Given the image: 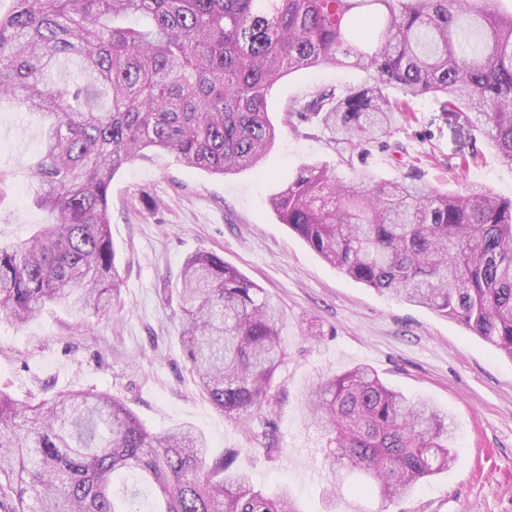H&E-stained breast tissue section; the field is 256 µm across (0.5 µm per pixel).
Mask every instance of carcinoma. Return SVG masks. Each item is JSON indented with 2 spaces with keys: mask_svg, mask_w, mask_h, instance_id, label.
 I'll return each mask as SVG.
<instances>
[{
  "mask_svg": "<svg viewBox=\"0 0 512 512\" xmlns=\"http://www.w3.org/2000/svg\"><path fill=\"white\" fill-rule=\"evenodd\" d=\"M498 0H14L0 14V101L45 123L26 174L51 216L0 245V315L19 324L56 303L88 323L112 314L121 276L109 195L149 150L226 176L256 169L276 139L267 96L288 73L354 66L292 105L341 160L389 137L431 94L483 130L512 165V11ZM72 64L82 81L61 84ZM356 188L309 165L270 198L281 223L354 280L456 321L512 359V198L448 193L417 165ZM180 343L200 392L239 423L263 409L283 360L282 314L264 289L213 253L188 257L177 289ZM312 421L327 441L330 493L342 471L391 500L454 461L445 416L365 365L319 382ZM232 455L212 459L186 424L154 434L110 393L72 390L36 403L0 392V512H140L119 486L149 484L154 512H296L268 497Z\"/></svg>",
  "mask_w": 512,
  "mask_h": 512,
  "instance_id": "obj_1",
  "label": "carcinoma"
}]
</instances>
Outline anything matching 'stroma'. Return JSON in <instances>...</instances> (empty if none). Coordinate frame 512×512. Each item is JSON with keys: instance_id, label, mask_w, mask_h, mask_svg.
<instances>
[{"instance_id": "obj_1", "label": "stroma", "mask_w": 512, "mask_h": 512, "mask_svg": "<svg viewBox=\"0 0 512 512\" xmlns=\"http://www.w3.org/2000/svg\"><path fill=\"white\" fill-rule=\"evenodd\" d=\"M365 78L352 66L322 65L276 83L268 112L278 136L261 173L212 175L162 151L120 169L109 210L123 282L111 316L88 328L56 304L25 325L0 318V391L21 400L42 389L109 392L149 431L194 425L206 434L211 456L236 450L235 467L256 489L285 486L296 512H326V441L307 415L306 398L319 380L367 365L388 386L447 412L456 460L389 502L357 494L346 479L335 512H512V359L458 322L338 271L270 207V197L308 165L349 177L326 133L295 132L286 112L320 88ZM412 109L386 143L369 145L362 166L370 176L398 178L409 154L422 159L424 181L440 190L480 186L512 196V165L487 148L480 130L428 96ZM43 124L40 115L0 109V170L17 177L0 199L2 244L50 220L29 201L23 182ZM396 143L401 151H393ZM465 156L472 163L462 170ZM197 252L222 256L283 311L284 362L265 407L243 425L226 420L201 394L178 343L180 309L170 291L184 259ZM267 434L276 445L271 453Z\"/></svg>"}]
</instances>
